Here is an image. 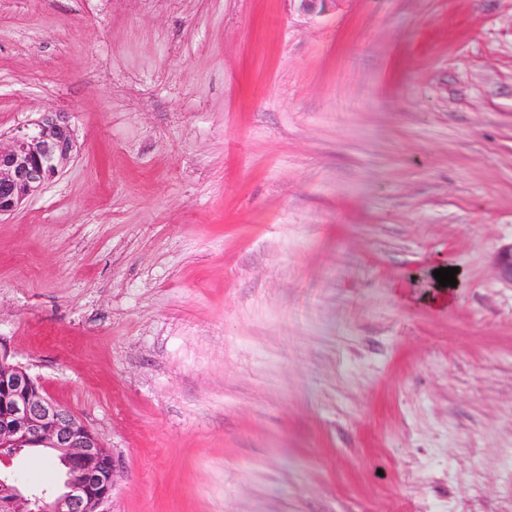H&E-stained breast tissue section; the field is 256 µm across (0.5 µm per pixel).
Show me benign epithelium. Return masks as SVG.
<instances>
[{"mask_svg": "<svg viewBox=\"0 0 512 512\" xmlns=\"http://www.w3.org/2000/svg\"><path fill=\"white\" fill-rule=\"evenodd\" d=\"M73 131L63 112H45L8 143L0 142V217L38 195L70 159ZM500 278L512 284V245L496 259ZM17 448L60 453L66 471L60 485L44 491L49 512H106L115 461L99 437L70 409L48 396L28 369L0 353V493L11 512H34L36 494L13 478Z\"/></svg>", "mask_w": 512, "mask_h": 512, "instance_id": "obj_1", "label": "benign epithelium"}]
</instances>
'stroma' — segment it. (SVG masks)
Wrapping results in <instances>:
<instances>
[{"label":"stroma","mask_w":512,"mask_h":512,"mask_svg":"<svg viewBox=\"0 0 512 512\" xmlns=\"http://www.w3.org/2000/svg\"><path fill=\"white\" fill-rule=\"evenodd\" d=\"M45 112L0 350L108 512H512V0H0V138Z\"/></svg>","instance_id":"1"}]
</instances>
